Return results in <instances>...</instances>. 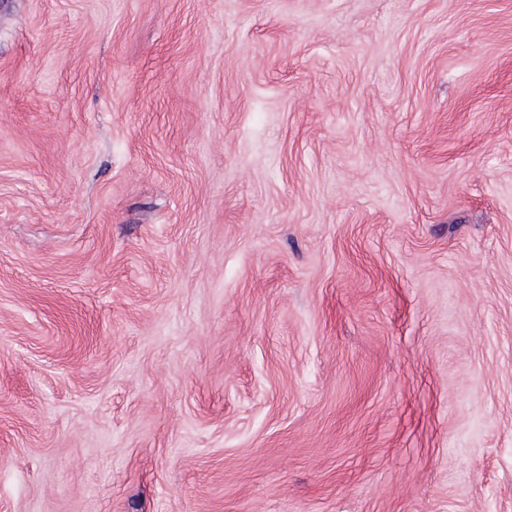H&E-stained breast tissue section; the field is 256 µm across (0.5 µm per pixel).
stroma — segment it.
I'll return each mask as SVG.
<instances>
[{"instance_id": "stroma-1", "label": "stroma", "mask_w": 512, "mask_h": 512, "mask_svg": "<svg viewBox=\"0 0 512 512\" xmlns=\"http://www.w3.org/2000/svg\"><path fill=\"white\" fill-rule=\"evenodd\" d=\"M0 512H512V0H0Z\"/></svg>"}]
</instances>
